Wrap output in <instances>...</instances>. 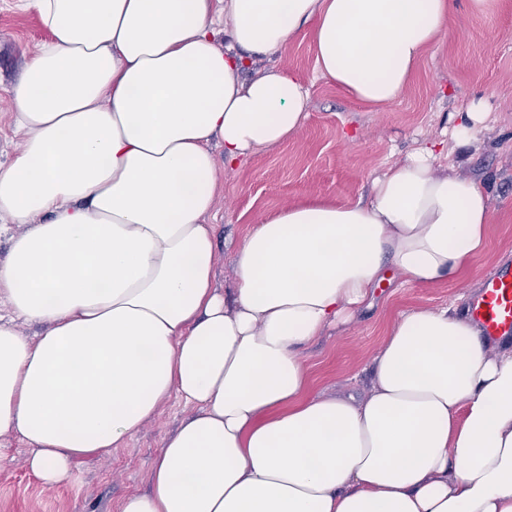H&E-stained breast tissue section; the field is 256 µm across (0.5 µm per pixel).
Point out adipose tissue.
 <instances>
[{
	"label": "adipose tissue",
	"mask_w": 512,
	"mask_h": 512,
	"mask_svg": "<svg viewBox=\"0 0 512 512\" xmlns=\"http://www.w3.org/2000/svg\"><path fill=\"white\" fill-rule=\"evenodd\" d=\"M49 38L14 89L0 165V458L47 485L111 454L170 399L191 415L120 512H512V350L452 308L399 314L360 394H310L301 357L387 272L458 277L485 250L482 179L421 147L368 200L255 224L216 285L217 166L273 150L309 86L255 59L311 31L315 70L395 103L456 0H22ZM223 43H216V34ZM38 323L36 338L20 324Z\"/></svg>",
	"instance_id": "1"
}]
</instances>
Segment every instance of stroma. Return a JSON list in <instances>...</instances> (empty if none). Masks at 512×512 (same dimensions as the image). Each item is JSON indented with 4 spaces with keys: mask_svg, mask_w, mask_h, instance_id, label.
Masks as SVG:
<instances>
[{
    "mask_svg": "<svg viewBox=\"0 0 512 512\" xmlns=\"http://www.w3.org/2000/svg\"><path fill=\"white\" fill-rule=\"evenodd\" d=\"M48 37L20 0H0V164L11 160L21 139L10 120L14 86ZM261 63L292 72L310 86L311 97L302 128L286 143L217 170L215 207L206 221L214 226L217 285L227 292L235 283V250L261 217L303 198L355 202L366 195L373 176L409 151L447 140L455 112L471 99L488 105L486 128L452 154L460 174L482 177L489 186L493 220L485 250L458 281L402 287L385 280L371 308L302 352L311 392L341 385L361 392L370 386L372 358L399 313L446 305L464 310L485 277L512 262V0H499L488 14L473 13L469 0H456L451 32L426 50L413 81L383 112L317 76L310 32ZM190 413L169 401L122 448L76 466L71 481L53 488L29 470L28 446L11 439L0 460V512H119L127 495L147 489L164 436Z\"/></svg>",
    "mask_w": 512,
    "mask_h": 512,
    "instance_id": "35a3bbf8",
    "label": "stroma"
}]
</instances>
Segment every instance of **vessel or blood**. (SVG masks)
Masks as SVG:
<instances>
[{"instance_id":"1","label":"vessel or blood","mask_w":512,"mask_h":512,"mask_svg":"<svg viewBox=\"0 0 512 512\" xmlns=\"http://www.w3.org/2000/svg\"><path fill=\"white\" fill-rule=\"evenodd\" d=\"M467 314L489 340L512 335V267L485 279Z\"/></svg>"}]
</instances>
